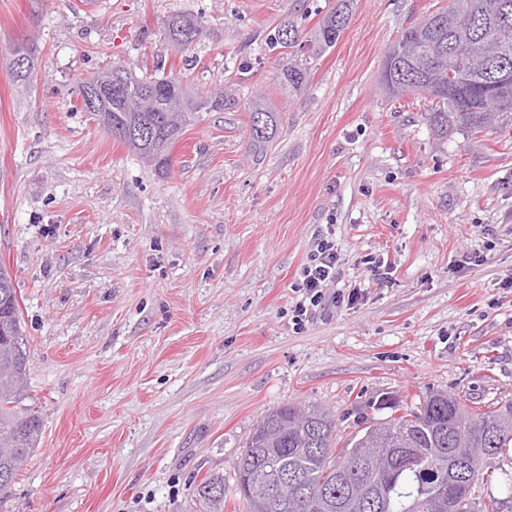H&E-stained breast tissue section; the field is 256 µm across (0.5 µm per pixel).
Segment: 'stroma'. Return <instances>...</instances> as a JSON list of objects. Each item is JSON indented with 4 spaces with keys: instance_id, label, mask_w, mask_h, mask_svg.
I'll return each mask as SVG.
<instances>
[{
    "instance_id": "obj_1",
    "label": "stroma",
    "mask_w": 512,
    "mask_h": 512,
    "mask_svg": "<svg viewBox=\"0 0 512 512\" xmlns=\"http://www.w3.org/2000/svg\"><path fill=\"white\" fill-rule=\"evenodd\" d=\"M447 3L355 0L290 95L268 37L312 28L329 0H0V263L43 423L5 512H195L213 473L224 512H249L234 469L270 409L321 406L346 438L385 393L512 399V131L438 137L429 96L378 85L400 32ZM179 15L202 22L187 46L167 36ZM29 37L21 84L13 52ZM158 61L192 96L238 90L235 107L198 112L163 176L75 92ZM258 96L278 133L254 147ZM322 233L332 302L298 328L292 285ZM353 291L354 307L335 303Z\"/></svg>"
}]
</instances>
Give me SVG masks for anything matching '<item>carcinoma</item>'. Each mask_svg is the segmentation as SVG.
I'll return each instance as SVG.
<instances>
[{"label":"carcinoma","mask_w":512,"mask_h":512,"mask_svg":"<svg viewBox=\"0 0 512 512\" xmlns=\"http://www.w3.org/2000/svg\"><path fill=\"white\" fill-rule=\"evenodd\" d=\"M354 0H334L325 15L304 32L285 24L270 37L279 50L278 81L295 95L309 86L312 63L334 48L347 29ZM200 22L177 16L168 37L179 42L186 28ZM121 78L107 112L112 137L124 143L160 174L170 169V151L201 110L221 112L237 105L225 88L199 100L190 98L176 76H135L115 65ZM500 111H483L489 85ZM393 96L424 93L430 88L428 113L437 135L457 131L475 136L491 127L512 128V0H449L401 31L380 74ZM277 133L276 113L256 102L250 111V137L264 144ZM27 338L21 323L17 288L0 264V503L18 471L38 447L41 423L23 405L29 371ZM390 415L378 416L385 409ZM374 413L342 448L333 416L318 406L282 405L268 411L254 428L235 477H249L240 488L249 512L261 498L267 512H413L433 505L451 482L463 485L457 512H502L504 500L488 497L473 509L472 490L491 483L494 471L512 469V400L484 410L466 407L461 398L432 392L415 407L401 409L391 398L377 400ZM412 448L410 464L398 462L400 449ZM202 512H224V475L205 476L193 488Z\"/></svg>","instance_id":"cac0c4a2"}]
</instances>
